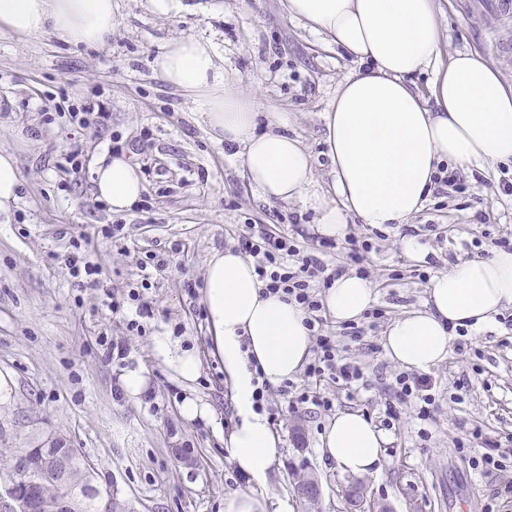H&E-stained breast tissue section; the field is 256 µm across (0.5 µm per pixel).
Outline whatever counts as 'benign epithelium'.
<instances>
[{
    "label": "benign epithelium",
    "instance_id": "7a95c632",
    "mask_svg": "<svg viewBox=\"0 0 512 512\" xmlns=\"http://www.w3.org/2000/svg\"><path fill=\"white\" fill-rule=\"evenodd\" d=\"M16 475L6 480L0 492V512H78L77 489L90 485V477L75 479L71 454L64 448H34L17 457ZM49 477L68 489V494L51 503L30 493V477ZM321 493L317 479L309 478L297 489L300 498L316 500Z\"/></svg>",
    "mask_w": 512,
    "mask_h": 512
}]
</instances>
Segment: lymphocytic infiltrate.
<instances>
[{"mask_svg":"<svg viewBox=\"0 0 512 512\" xmlns=\"http://www.w3.org/2000/svg\"><path fill=\"white\" fill-rule=\"evenodd\" d=\"M349 249L336 268H328L318 256L302 254L296 237L279 234L265 225H254L250 234L241 236L239 249L254 262L255 272L264 282L267 292L282 295L287 302L298 304L306 314L305 325L316 343L315 356L306 365V378L321 382L332 380L348 398H356L368 389L361 367L345 360L339 353L335 337L326 334L321 314L323 303L318 299L314 284L331 281L333 275L343 274L350 266H362L372 249L368 240L349 237ZM428 378L402 373L396 378L393 400L386 406L390 419H397L398 407L416 399L417 417L428 420L437 408Z\"/></svg>","mask_w":512,"mask_h":512,"instance_id":"1","label":"lymphocytic infiltrate"}]
</instances>
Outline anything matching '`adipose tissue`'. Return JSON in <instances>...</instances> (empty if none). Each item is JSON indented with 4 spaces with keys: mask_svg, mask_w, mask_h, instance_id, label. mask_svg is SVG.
<instances>
[{
    "mask_svg": "<svg viewBox=\"0 0 512 512\" xmlns=\"http://www.w3.org/2000/svg\"><path fill=\"white\" fill-rule=\"evenodd\" d=\"M114 0H0V32L53 33L67 44L95 46L112 32ZM283 12L322 45L354 59L323 114L331 163L322 189L312 155L287 113L260 104L224 74L213 39L184 34L169 40L152 71L175 92L200 104L213 139L232 149L247 184L269 203L299 202L315 212L312 231L346 234L349 218L376 228L401 226L421 211L441 163L491 169L512 162V85L476 51L444 57L440 0H284ZM431 73L429 95L413 82ZM95 194L112 213L132 210L146 190L127 154L100 159ZM252 262L235 249L212 251L201 302L233 391L237 423L227 453L250 487L224 497V512H270L266 492L277 437L256 411L254 378L273 385L301 372L311 349L305 314L280 296L264 294ZM372 282L336 277L323 304L336 321L359 317L375 300ZM512 309V251L465 260L434 276L422 308L395 317L383 334L386 356L406 369L429 372L450 353L452 329L492 330ZM389 438L365 414L343 410L320 436L322 454L342 472L362 475L384 457Z\"/></svg>",
    "mask_w": 512,
    "mask_h": 512,
    "instance_id": "ef3b65f1",
    "label": "adipose tissue"
}]
</instances>
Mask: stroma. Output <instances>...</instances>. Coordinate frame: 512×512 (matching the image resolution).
Wrapping results in <instances>:
<instances>
[{"instance_id": "stroma-1", "label": "stroma", "mask_w": 512, "mask_h": 512, "mask_svg": "<svg viewBox=\"0 0 512 512\" xmlns=\"http://www.w3.org/2000/svg\"><path fill=\"white\" fill-rule=\"evenodd\" d=\"M200 11L171 20L149 14L142 0H115L112 35L88 47L36 37L0 35V149L14 152L23 187L9 216L0 218V449L52 448L57 440L82 449L96 470V485L125 503L127 512H224V496L245 488L224 437L234 421L231 388L224 377L209 325L200 318L199 294L212 250L235 246L249 225L290 231L309 227L315 213L295 203L263 202L242 179L231 150L212 142L196 104L174 92L151 70L152 58L180 34L214 37L224 52V72L241 90L291 113L295 131L310 145L314 171L328 187L322 155L323 114L349 60L327 51L318 38L285 19L280 0H197ZM495 0H443V51L475 50L491 59L512 85V18L495 12ZM93 99L110 118L105 127L74 128L67 118L46 121L43 98ZM129 153L140 166L146 209L114 214L98 203L93 170L103 154ZM79 153L82 168L63 169ZM469 189L434 190L408 228H372L349 222L347 232L369 238L365 262L375 287L377 324L359 319L364 340L350 324L328 319L325 330L341 353L359 364L370 383L348 399L332 381L319 391L334 406L291 411L274 393L273 428L280 443L267 490L291 512H345V492L361 484L375 512H512V345L504 324L474 337L482 375L465 355L451 352L429 371L438 408L419 420L407 403L393 425L386 404L401 372L381 345L384 329L404 310L420 306L431 277L457 263L493 254L498 239L512 238V195L501 182L512 164L462 169ZM122 225L118 238L103 228ZM413 230L428 252L413 259L400 239ZM86 239L91 262L105 283L125 293L151 269L145 298L154 317L145 334L126 328L108 295L81 287L66 266L70 244ZM167 257L163 269L152 255ZM111 292V293H112ZM191 350L200 372L188 381L158 351ZM143 371L147 393L128 395L123 375ZM466 389H459L461 381ZM460 393L462 404L450 401ZM194 398L207 417L193 421L182 404ZM359 410L385 426L390 442L381 465L353 476L323 458L320 435L331 412ZM481 426L507 455L502 469L483 473L456 446L462 424ZM315 476L321 496L300 499L294 485Z\"/></svg>"}]
</instances>
